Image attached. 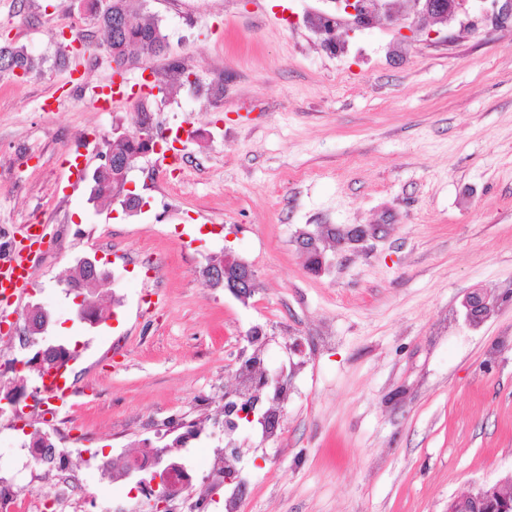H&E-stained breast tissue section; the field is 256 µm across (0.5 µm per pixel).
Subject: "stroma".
I'll return each mask as SVG.
<instances>
[{
  "label": "stroma",
  "mask_w": 512,
  "mask_h": 512,
  "mask_svg": "<svg viewBox=\"0 0 512 512\" xmlns=\"http://www.w3.org/2000/svg\"><path fill=\"white\" fill-rule=\"evenodd\" d=\"M167 35L126 85H158L147 107L180 130L139 159L121 200L90 195L105 139L132 127V104L97 109L109 85L104 31L84 0H0V43L24 48L30 75L0 76V230L66 225L34 259L31 286L0 303V354L80 336L66 405L32 398L25 425L0 416V479L54 507L57 485L28 462L30 432L57 433L91 500L86 512H144L91 456L125 460L153 423L211 425L240 385V351L288 374L280 430L237 427L242 512H448L450 497L512 469V28L492 0L478 20L406 19L371 33L341 27L323 49L308 15L323 0H131ZM81 24L98 49L62 39ZM191 79H171L170 62ZM57 98L48 112L44 103ZM84 176L70 183L62 143ZM369 236L344 243L349 228ZM312 234L324 257L301 250ZM167 262L146 276L137 257ZM232 254L256 277L247 300L201 271ZM115 275L81 321L65 281L85 257ZM496 305L478 326L462 301ZM51 323L35 346L15 334L31 305Z\"/></svg>",
  "instance_id": "obj_1"
}]
</instances>
